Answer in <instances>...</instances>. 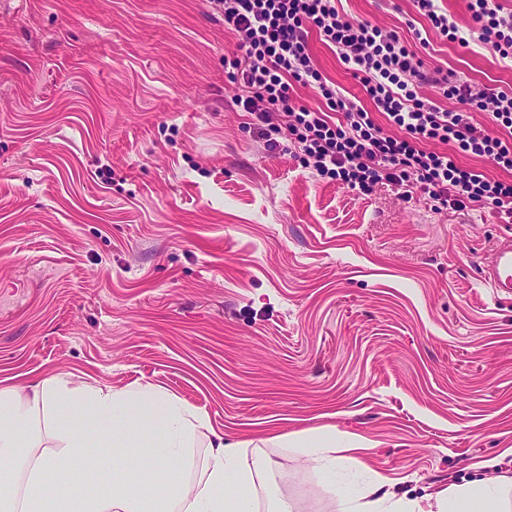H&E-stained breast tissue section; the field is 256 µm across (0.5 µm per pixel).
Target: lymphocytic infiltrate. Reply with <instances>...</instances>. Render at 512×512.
I'll return each mask as SVG.
<instances>
[{
  "label": "lymphocytic infiltrate",
  "instance_id": "f902f5d3",
  "mask_svg": "<svg viewBox=\"0 0 512 512\" xmlns=\"http://www.w3.org/2000/svg\"><path fill=\"white\" fill-rule=\"evenodd\" d=\"M214 2L238 37L241 56L234 59L230 75L243 89L238 106L264 123L265 137L285 134L297 142L304 167L364 195L381 185L403 186L439 209L490 205L512 220V181L461 166L452 156L423 147L428 140L453 142L462 152L512 171L511 89L452 83L443 68L424 70L406 40L370 22L345 18L336 0ZM469 10L476 40L500 60L512 61V11L490 0H470ZM313 28L335 47L399 135L383 133L361 105L327 84L309 52ZM424 82L438 87L454 101V108L442 110L418 98L414 87ZM295 83L316 85L328 111L297 105L290 93ZM475 108L488 112L507 131V139L491 137L475 126L470 120ZM334 111L343 115V123L331 121Z\"/></svg>",
  "mask_w": 512,
  "mask_h": 512
}]
</instances>
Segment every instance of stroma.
Wrapping results in <instances>:
<instances>
[{"mask_svg": "<svg viewBox=\"0 0 512 512\" xmlns=\"http://www.w3.org/2000/svg\"><path fill=\"white\" fill-rule=\"evenodd\" d=\"M337 8L512 87V63L446 41L413 0ZM237 54L210 0H0V379L159 386L275 460L259 499L296 512H337L367 473L421 499L512 472V298L482 279L497 209L317 176L236 106ZM316 428L365 441L362 466L331 484L275 441Z\"/></svg>", "mask_w": 512, "mask_h": 512, "instance_id": "1", "label": "stroma"}]
</instances>
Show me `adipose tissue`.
Here are the masks:
<instances>
[{
    "label": "adipose tissue",
    "mask_w": 512,
    "mask_h": 512,
    "mask_svg": "<svg viewBox=\"0 0 512 512\" xmlns=\"http://www.w3.org/2000/svg\"><path fill=\"white\" fill-rule=\"evenodd\" d=\"M283 445L301 449L331 483L348 461L321 429ZM94 450L112 461V482L99 493L71 479ZM273 466L263 455L244 460L240 442L150 383L112 390L59 374L23 389L0 381V512H256L258 482ZM384 485L375 475L339 494L338 512H512V475L443 488L427 504Z\"/></svg>",
    "instance_id": "1"
}]
</instances>
